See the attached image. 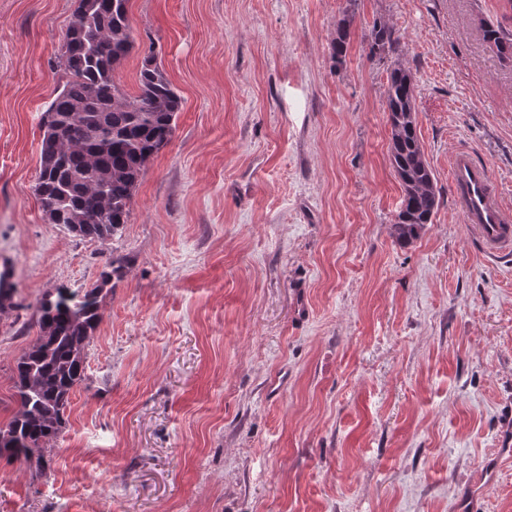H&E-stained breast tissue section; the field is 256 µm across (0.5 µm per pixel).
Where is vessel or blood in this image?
<instances>
[{"mask_svg":"<svg viewBox=\"0 0 512 512\" xmlns=\"http://www.w3.org/2000/svg\"><path fill=\"white\" fill-rule=\"evenodd\" d=\"M448 177L456 205L484 255L497 259L512 254V206L506 205L486 165L470 151L453 153Z\"/></svg>","mask_w":512,"mask_h":512,"instance_id":"b4317fda","label":"vessel or blood"}]
</instances>
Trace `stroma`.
Returning a JSON list of instances; mask_svg holds the SVG:
<instances>
[{"label": "stroma", "instance_id": "stroma-1", "mask_svg": "<svg viewBox=\"0 0 512 512\" xmlns=\"http://www.w3.org/2000/svg\"><path fill=\"white\" fill-rule=\"evenodd\" d=\"M77 0H0V427L39 303L101 295L86 379L42 470L0 457V512H512V260L490 261L448 182L473 153L512 204L507 0H129L182 99L109 240L47 223L39 117ZM351 15L343 56L336 25ZM389 26L395 52L370 55ZM413 78L440 191L407 245L389 158L391 65ZM483 38L497 54L512 58V33L509 30L501 25H488L483 29Z\"/></svg>", "mask_w": 512, "mask_h": 512}]
</instances>
